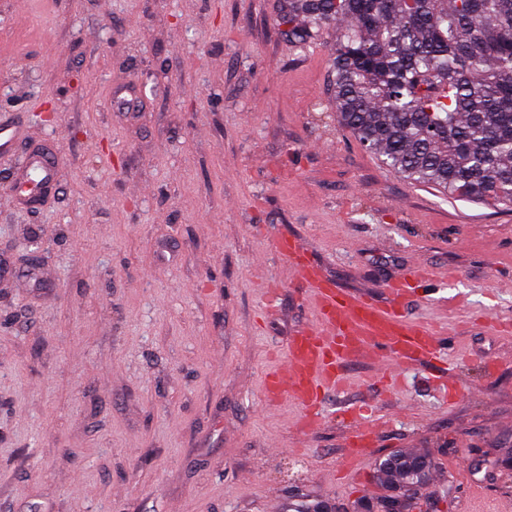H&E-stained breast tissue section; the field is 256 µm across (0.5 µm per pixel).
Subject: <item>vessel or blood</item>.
Segmentation results:
<instances>
[{"mask_svg": "<svg viewBox=\"0 0 512 512\" xmlns=\"http://www.w3.org/2000/svg\"><path fill=\"white\" fill-rule=\"evenodd\" d=\"M57 168L43 153H34L19 184L26 201L42 200L57 181ZM276 248L296 273L307 292L315 322L288 340L282 369L267 374L263 391L268 399L288 397L301 411L299 431L317 426L323 414L324 393L343 389L344 367L351 362H370L384 377L403 367L430 364L441 358V331L427 321L409 320L401 312L412 292V282H426L433 272L416 265L412 276L386 285V302L356 297L336 288L300 250L297 242L278 238ZM353 427L352 457L362 456L378 434L377 424L362 411L349 414Z\"/></svg>", "mask_w": 512, "mask_h": 512, "instance_id": "b4317fda", "label": "vessel or blood"}]
</instances>
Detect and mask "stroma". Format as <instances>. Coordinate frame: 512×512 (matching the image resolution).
Here are the masks:
<instances>
[{
	"instance_id": "1",
	"label": "stroma",
	"mask_w": 512,
	"mask_h": 512,
	"mask_svg": "<svg viewBox=\"0 0 512 512\" xmlns=\"http://www.w3.org/2000/svg\"><path fill=\"white\" fill-rule=\"evenodd\" d=\"M285 0H0V512H353L376 462L427 450L416 512H512V207L412 185L338 126L334 28L301 45ZM57 153L21 208L28 148ZM384 299L414 259L444 271L404 310L446 330L459 388L365 363L324 424L268 404L264 375L315 315L274 249ZM496 362L487 372L488 362ZM381 425L345 465L342 406ZM327 503L318 498H310L308 495L299 493H291L288 495V508L289 512H327Z\"/></svg>"
}]
</instances>
